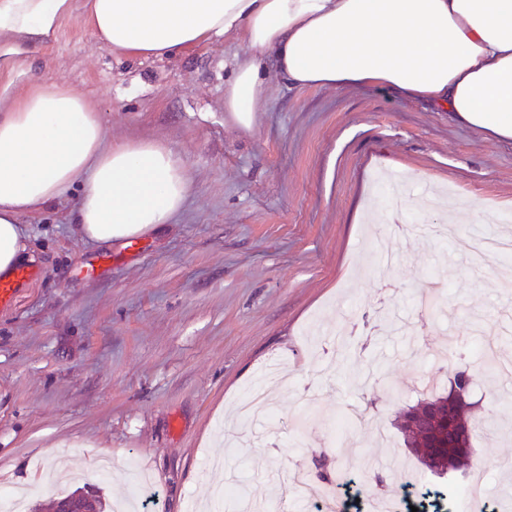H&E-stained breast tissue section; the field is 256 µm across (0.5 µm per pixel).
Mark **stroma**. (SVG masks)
Instances as JSON below:
<instances>
[{"instance_id":"1","label":"stroma","mask_w":512,"mask_h":512,"mask_svg":"<svg viewBox=\"0 0 512 512\" xmlns=\"http://www.w3.org/2000/svg\"><path fill=\"white\" fill-rule=\"evenodd\" d=\"M89 0H75L14 92L45 78L81 92L108 141L165 144L192 190L183 209L135 245L76 231L77 190L26 220L38 273L0 306V481L48 503L36 461L68 464L107 503L139 512H208L215 490L248 485L278 500L283 471L315 475L333 455L395 486L461 485L431 473L394 421L437 371L449 336L512 354V292L500 262L472 267L456 240L506 234L512 143L372 87L272 84L251 130L224 110V63L248 52L216 37L170 58H128L97 43ZM281 434L239 424L234 405L277 362ZM382 370L387 387L372 373ZM469 400L492 416L472 438L487 494L512 512V379L472 370ZM367 407L378 427L332 432ZM110 461L98 475L96 461Z\"/></svg>"}]
</instances>
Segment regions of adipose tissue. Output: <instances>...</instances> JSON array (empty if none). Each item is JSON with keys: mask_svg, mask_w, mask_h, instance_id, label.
Here are the masks:
<instances>
[{"mask_svg": "<svg viewBox=\"0 0 512 512\" xmlns=\"http://www.w3.org/2000/svg\"><path fill=\"white\" fill-rule=\"evenodd\" d=\"M73 0H0V73L48 44ZM100 46L164 59L238 33L224 109L242 128L271 79L289 87L373 86L512 141V0H91ZM80 187L77 231L109 243L157 232L191 193L182 160L156 141L107 142L85 98L35 79L0 85V275L28 259L23 220Z\"/></svg>", "mask_w": 512, "mask_h": 512, "instance_id": "ef3b65f1", "label": "adipose tissue"}]
</instances>
